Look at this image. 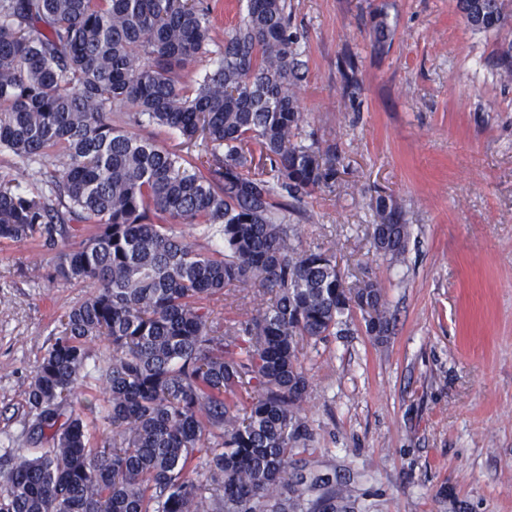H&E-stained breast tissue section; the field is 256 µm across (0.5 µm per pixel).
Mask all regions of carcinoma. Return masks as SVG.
I'll use <instances>...</instances> for the list:
<instances>
[{
	"mask_svg": "<svg viewBox=\"0 0 512 512\" xmlns=\"http://www.w3.org/2000/svg\"><path fill=\"white\" fill-rule=\"evenodd\" d=\"M456 7L474 31L512 27V0ZM211 14L206 0H0V150L46 169L36 193L0 176V244L36 235L52 248L94 225L41 275L93 292L35 367L28 434L44 448L4 449L0 512H313L318 487L336 510V485L288 470L310 438L298 339L328 336L367 306L376 319L364 318L366 331L385 329V303L372 282L347 286L334 252L299 249L285 223L336 176L329 151L298 140L287 0H247L216 66L185 81L212 53ZM371 21L382 47L383 13ZM497 65L512 76V40ZM145 122L200 142L205 156L193 162L128 130ZM252 145L269 162L257 173ZM375 208L387 236L375 248L397 261L410 225L385 196ZM177 224L196 225L215 248L188 242ZM235 284L269 303L221 326L209 302ZM99 338L112 363L97 414L112 437L95 448L72 397Z\"/></svg>",
	"mask_w": 512,
	"mask_h": 512,
	"instance_id": "carcinoma-1",
	"label": "carcinoma"
}]
</instances>
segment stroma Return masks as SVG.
I'll use <instances>...</instances> for the list:
<instances>
[{"mask_svg": "<svg viewBox=\"0 0 512 512\" xmlns=\"http://www.w3.org/2000/svg\"><path fill=\"white\" fill-rule=\"evenodd\" d=\"M392 31L374 47L372 9ZM303 79L304 142L336 155V177L287 213L302 248L335 251L347 282L377 283L390 321L367 334L360 313L298 343L309 381L300 414L311 438L293 473L350 485L336 512H512V78L501 34L473 31L456 0H288ZM359 61L352 81L346 55ZM411 235L401 261L378 255V195ZM54 256L0 245V446L37 452L25 395L58 320L90 293L38 281ZM254 286L225 288L217 322L255 314ZM83 417L112 361L90 343ZM91 442L105 436L92 423Z\"/></svg>", "mask_w": 512, "mask_h": 512, "instance_id": "obj_1", "label": "stroma"}]
</instances>
